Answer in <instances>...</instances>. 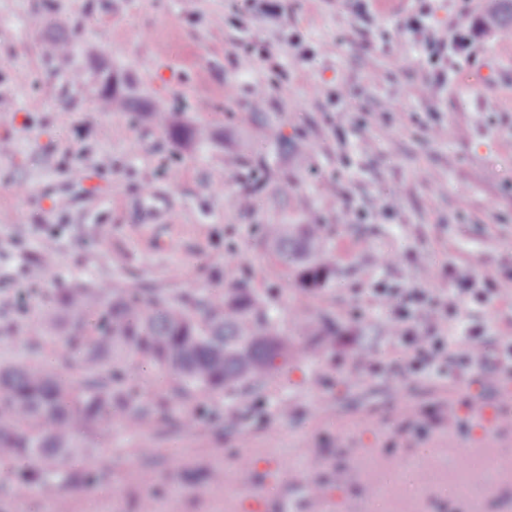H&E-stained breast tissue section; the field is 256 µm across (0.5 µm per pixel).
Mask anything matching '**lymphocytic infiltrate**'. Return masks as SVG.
I'll return each instance as SVG.
<instances>
[{"label": "lymphocytic infiltrate", "mask_w": 512, "mask_h": 512, "mask_svg": "<svg viewBox=\"0 0 512 512\" xmlns=\"http://www.w3.org/2000/svg\"><path fill=\"white\" fill-rule=\"evenodd\" d=\"M395 39L411 38L431 55L468 53L470 36L462 24L436 26L428 11H420L398 22ZM375 305L389 309L388 336L393 352L386 361L371 356L358 363L372 371L428 373L438 377L471 372L481 365L490 377L512 373V356H497L484 342L479 327L455 316V296L447 288L421 291H381Z\"/></svg>", "instance_id": "lymphocytic-infiltrate-1"}]
</instances>
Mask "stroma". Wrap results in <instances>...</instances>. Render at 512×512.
Returning a JSON list of instances; mask_svg holds the SVG:
<instances>
[{
    "label": "stroma",
    "instance_id": "obj_1",
    "mask_svg": "<svg viewBox=\"0 0 512 512\" xmlns=\"http://www.w3.org/2000/svg\"><path fill=\"white\" fill-rule=\"evenodd\" d=\"M484 2L432 0L472 40L470 59L434 60L412 42L388 52L399 12L352 0H288L279 15L248 0H0V364L60 358V339L35 348L30 322L57 289L101 281L243 284L283 334L336 329L277 360L259 389L187 402L191 431L113 426L88 451L93 479L70 489L72 512H139L145 499L154 512L248 500L307 512L316 485L322 512H512V430L477 434L481 381L355 365L390 351L383 317L354 312L376 288L445 285L487 335L512 329V301L461 290L465 272L512 279V40L488 31ZM53 35L83 83L45 55ZM436 72L447 83L426 96ZM109 78L143 113L98 109ZM155 108L207 125L211 141L176 148ZM269 224L323 225L324 287L286 273ZM47 254L54 268L29 287L21 266ZM15 472L0 460V512H54Z\"/></svg>",
    "mask_w": 512,
    "mask_h": 512
}]
</instances>
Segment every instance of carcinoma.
I'll return each mask as SVG.
<instances>
[{
	"label": "carcinoma",
	"instance_id": "1",
	"mask_svg": "<svg viewBox=\"0 0 512 512\" xmlns=\"http://www.w3.org/2000/svg\"><path fill=\"white\" fill-rule=\"evenodd\" d=\"M493 28L512 32V0H494ZM100 104L122 112L139 110L132 95L104 85ZM180 145H202L203 125L178 121L172 112L152 113ZM319 224H269L264 234L281 264L308 288L332 271L322 260L301 263L321 238ZM31 328L56 330L67 354L49 363L0 366V459L19 464L17 482L59 500L71 512L65 491L84 481L88 466L79 449L120 416L132 428L149 417L169 418V400H143L124 361L150 364L178 398L235 391L266 378L288 349L267 304L250 289L217 288L202 297L173 295L160 288L116 290L103 281L91 288H61L52 308ZM329 330L302 329L294 340L316 349Z\"/></svg>",
	"mask_w": 512,
	"mask_h": 512
}]
</instances>
